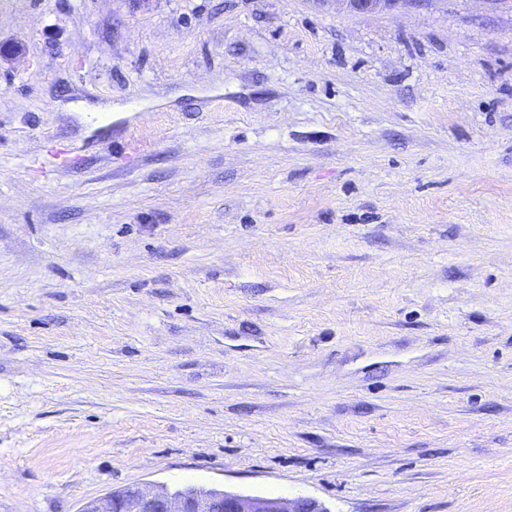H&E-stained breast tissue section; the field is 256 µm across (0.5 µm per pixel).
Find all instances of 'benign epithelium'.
Listing matches in <instances>:
<instances>
[{"label": "benign epithelium", "mask_w": 512, "mask_h": 512, "mask_svg": "<svg viewBox=\"0 0 512 512\" xmlns=\"http://www.w3.org/2000/svg\"><path fill=\"white\" fill-rule=\"evenodd\" d=\"M403 0H315L338 11L370 13L397 7ZM80 512H330L308 497L269 498L220 489L187 487L170 493L149 484L125 487L84 503Z\"/></svg>", "instance_id": "1"}]
</instances>
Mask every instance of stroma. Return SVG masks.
<instances>
[{
	"instance_id": "1",
	"label": "stroma",
	"mask_w": 512,
	"mask_h": 512,
	"mask_svg": "<svg viewBox=\"0 0 512 512\" xmlns=\"http://www.w3.org/2000/svg\"><path fill=\"white\" fill-rule=\"evenodd\" d=\"M145 482L512 512V0H0V512ZM314 2L320 8L327 4H333L336 5V11L364 14L395 8L404 0H315Z\"/></svg>"
}]
</instances>
